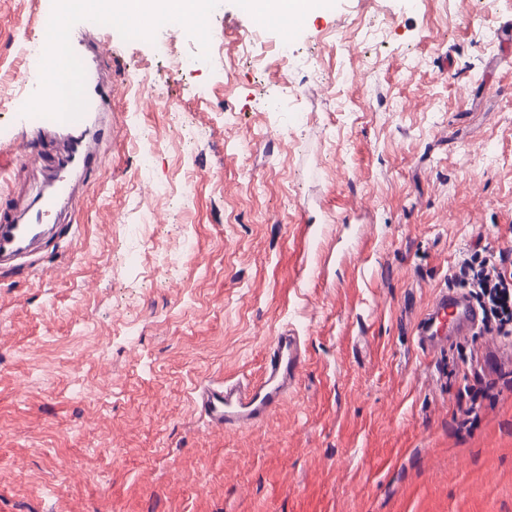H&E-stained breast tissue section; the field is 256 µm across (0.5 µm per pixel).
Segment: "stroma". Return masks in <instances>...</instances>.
Listing matches in <instances>:
<instances>
[{"instance_id": "obj_1", "label": "stroma", "mask_w": 512, "mask_h": 512, "mask_svg": "<svg viewBox=\"0 0 512 512\" xmlns=\"http://www.w3.org/2000/svg\"><path fill=\"white\" fill-rule=\"evenodd\" d=\"M33 2L0 0L20 213L65 154L10 102ZM93 9L69 18L117 90L100 160L59 234L0 265V512H512V389L458 423L475 378L512 371L485 368L512 335L415 341L459 260L512 249V0H321L287 62L242 0L206 13L212 44ZM287 329L306 363L280 409L210 428L191 386L258 378Z\"/></svg>"}]
</instances>
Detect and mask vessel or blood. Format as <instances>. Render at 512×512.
<instances>
[{
	"mask_svg": "<svg viewBox=\"0 0 512 512\" xmlns=\"http://www.w3.org/2000/svg\"><path fill=\"white\" fill-rule=\"evenodd\" d=\"M41 51L56 52L60 42H67L70 52H78L87 41L82 28L73 26L65 18L51 24H40ZM26 85L36 92L45 108L42 123L74 131L69 143L70 157L76 168L88 170L98 155V141L86 136L84 127L92 113L106 105L105 92L90 86L83 78L67 83L71 100L77 103L74 111L63 110L53 103L52 94L57 85V75L47 71H27L22 75ZM62 163L50 167L53 189L42 195L29 220L15 215L0 219V243L22 240L33 243L38 227L54 223L61 204L73 201L72 182L62 173ZM482 323L474 302L463 292L448 289L435 294L417 325L416 343L426 352L435 351L462 336L471 335ZM305 363V354L298 336L283 332L268 344L261 374L251 383H212L197 385L192 389L191 402L203 415L208 425L217 431L236 432L264 422L284 403L289 390L296 384Z\"/></svg>",
	"mask_w": 512,
	"mask_h": 512,
	"instance_id": "obj_1",
	"label": "vessel or blood"
}]
</instances>
